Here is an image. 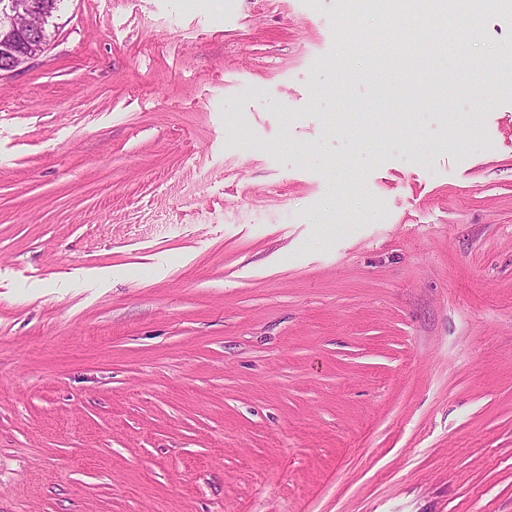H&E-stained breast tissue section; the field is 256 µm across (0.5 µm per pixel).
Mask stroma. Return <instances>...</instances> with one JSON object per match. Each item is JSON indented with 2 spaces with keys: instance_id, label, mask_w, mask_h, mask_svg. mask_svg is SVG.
Returning a JSON list of instances; mask_svg holds the SVG:
<instances>
[{
  "instance_id": "35a3bbf8",
  "label": "stroma",
  "mask_w": 512,
  "mask_h": 512,
  "mask_svg": "<svg viewBox=\"0 0 512 512\" xmlns=\"http://www.w3.org/2000/svg\"><path fill=\"white\" fill-rule=\"evenodd\" d=\"M467 9L431 87L351 0H66L0 77V512H512V0ZM340 29L344 54L348 53L353 56L354 62H361L372 57L374 44L370 40L359 39L349 23H345Z\"/></svg>"
}]
</instances>
